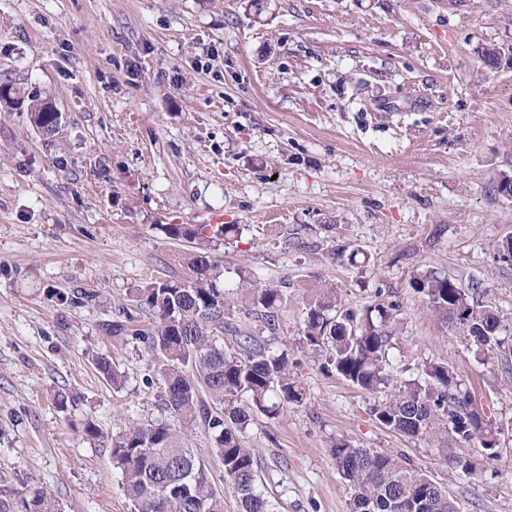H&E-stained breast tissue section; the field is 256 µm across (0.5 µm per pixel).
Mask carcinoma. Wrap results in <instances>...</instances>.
I'll return each mask as SVG.
<instances>
[{"instance_id":"cac0c4a2","label":"carcinoma","mask_w":512,"mask_h":512,"mask_svg":"<svg viewBox=\"0 0 512 512\" xmlns=\"http://www.w3.org/2000/svg\"><path fill=\"white\" fill-rule=\"evenodd\" d=\"M7 96L26 106L32 126L45 134L55 131L60 115L37 93L12 84ZM160 230L170 239L196 242L186 259L190 274L152 279L134 289L129 302L117 305L110 335L116 342L144 345L154 363V377L146 383L160 385L164 407L180 426L162 419L129 423L112 438V465L122 474L132 512H224V493L213 486L208 463L181 434L183 427L199 426L222 463L240 512H272L245 430L257 414L274 418L290 405H305L307 393L295 372V351L285 346L272 352L261 337L240 332L226 317L239 302L256 316L260 331L274 334L287 291L261 284L242 269L236 291H226L224 272L211 260V251L240 233L237 224H162ZM413 288L482 358L512 353V342L504 337L512 329L448 275L427 271L413 280ZM304 305L299 346L322 357L321 370L364 391L392 388L372 408L380 425L415 439L445 433L477 445L488 460L499 458L497 431L473 407L470 393L448 365L429 362L423 377L392 384V305L378 303L359 317L341 311L334 288L308 294ZM143 313L152 322L145 323ZM226 330L236 334L227 349ZM94 363L113 388L126 386L127 377L109 359L97 356ZM330 452L349 489V512H457L447 490L399 454L357 448L345 439L334 441ZM22 506L24 512H55L47 490L23 500Z\"/></svg>"}]
</instances>
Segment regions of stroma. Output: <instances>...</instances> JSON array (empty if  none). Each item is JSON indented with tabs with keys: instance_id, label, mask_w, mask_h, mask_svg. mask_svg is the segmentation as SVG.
I'll list each match as a JSON object with an SVG mask.
<instances>
[{
	"instance_id": "obj_1",
	"label": "stroma",
	"mask_w": 512,
	"mask_h": 512,
	"mask_svg": "<svg viewBox=\"0 0 512 512\" xmlns=\"http://www.w3.org/2000/svg\"><path fill=\"white\" fill-rule=\"evenodd\" d=\"M489 45L512 47V0H0V81L62 115L46 136L0 111V512L42 489L60 512H131L82 422L112 438L169 414L142 345L105 326L134 288L187 276L193 241L161 225L217 215L242 228L212 253L226 288L241 268L288 287L271 348L296 343L315 289L396 304L395 381L446 364L500 431L499 459L464 474L454 439L381 427L378 394L301 355L306 405L246 429L274 512H348L339 438L405 454L458 512H512V364L483 362L412 286L447 274L512 327V64L483 67ZM184 438L238 512L204 431Z\"/></svg>"
}]
</instances>
